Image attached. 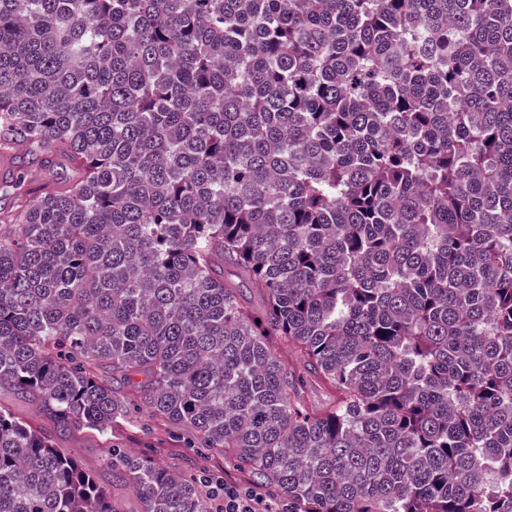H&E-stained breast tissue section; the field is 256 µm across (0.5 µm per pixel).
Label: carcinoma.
<instances>
[{
	"mask_svg": "<svg viewBox=\"0 0 512 512\" xmlns=\"http://www.w3.org/2000/svg\"><path fill=\"white\" fill-rule=\"evenodd\" d=\"M21 143L0 512H211L135 406L295 512H512V0H0ZM129 424L123 426L124 450L135 456H152L155 462L179 472L185 479L196 481L204 475V469L222 472L227 477L247 485L251 477L224 455L210 453L203 448H186L189 434L185 429L152 419L145 409L131 412ZM197 459L193 466L188 460Z\"/></svg>",
	"mask_w": 512,
	"mask_h": 512,
	"instance_id": "1",
	"label": "carcinoma"
}]
</instances>
